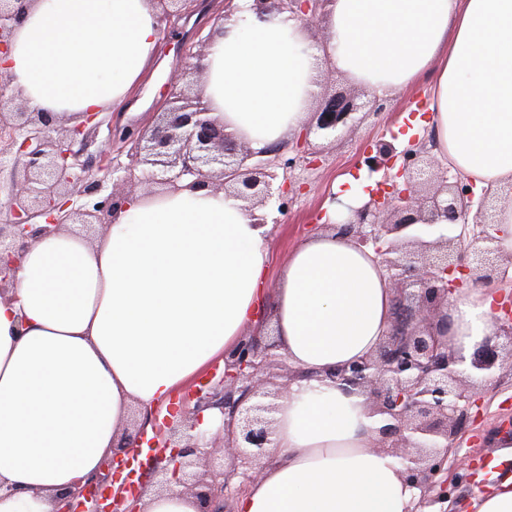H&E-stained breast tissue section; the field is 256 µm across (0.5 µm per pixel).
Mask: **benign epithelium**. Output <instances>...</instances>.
<instances>
[{
    "mask_svg": "<svg viewBox=\"0 0 512 512\" xmlns=\"http://www.w3.org/2000/svg\"><path fill=\"white\" fill-rule=\"evenodd\" d=\"M36 0H0V59L8 54L13 34ZM187 0H154L159 23L187 17ZM254 9L271 8L301 16L319 29L328 0H253ZM355 94L324 93L296 140L297 154L284 158L276 148L255 151L224 131L210 115L202 96H190L179 76L170 77L159 123L151 130H109V138L127 147V162L98 155L97 164L83 160V147L101 125L99 113L78 117L31 112L14 105V95L0 74V173L10 170L3 205L10 223L0 226V290L9 287L23 255L44 235L79 218L84 224H109L140 183L136 170L148 167L155 184L177 189L224 190L250 210L270 205L282 213L288 195L303 190L288 173L318 165L310 138L330 143L357 127L363 110ZM397 136L381 139L363 154L368 174L383 173L386 189L369 192V200L351 209L352 217L326 222L337 233L372 249L395 299L394 321L374 353L336 369L330 377L360 389L369 414L380 417L374 447L390 449L403 466L407 483L420 489L426 506L448 502V455L468 411L480 408L481 392L471 373L459 368L447 308L449 299L470 283L504 282L512 256L497 245L499 210L512 200L443 168L428 152L409 145L400 150ZM82 148L75 150L73 145ZM122 185L119 196L107 191V180ZM474 222H469V217ZM447 223H442V220ZM512 346V311L494 317L491 335L473 355L471 366L490 382L500 367L502 340ZM277 344L245 336L224 356L221 373H211L192 400L181 401L179 414L169 415L148 439V448L170 449L162 473L196 502L198 512H221L224 466L216 465L207 435L197 431L201 414L217 409L222 423V458L255 480L253 463L273 443L276 400L288 390L277 383L274 369L283 366ZM128 464L125 451H112L103 472L76 491L60 493L58 512H138L128 506L136 490L112 501L98 497L95 485Z\"/></svg>",
    "mask_w": 512,
    "mask_h": 512,
    "instance_id": "obj_1",
    "label": "benign epithelium"
}]
</instances>
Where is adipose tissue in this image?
I'll return each mask as SVG.
<instances>
[{
  "mask_svg": "<svg viewBox=\"0 0 512 512\" xmlns=\"http://www.w3.org/2000/svg\"><path fill=\"white\" fill-rule=\"evenodd\" d=\"M201 61V94L227 133L260 150L300 132L326 67L375 95L433 78L435 138L477 187L512 183V0H331L321 42L302 21L234 0ZM151 0H36L0 60L35 112L119 109L155 58ZM266 225L209 189L133 196L88 243L30 248L0 294V512H56L111 457L131 406L174 394L272 321L297 371L273 443L236 512H419L402 465L336 367L378 346L394 296L372 251L303 240L266 292ZM496 291L451 300L464 357L493 330Z\"/></svg>",
  "mask_w": 512,
  "mask_h": 512,
  "instance_id": "1",
  "label": "adipose tissue"
}]
</instances>
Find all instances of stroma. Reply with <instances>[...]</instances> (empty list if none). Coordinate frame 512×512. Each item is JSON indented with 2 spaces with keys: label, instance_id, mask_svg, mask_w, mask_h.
<instances>
[{
  "label": "stroma",
  "instance_id": "35a3bbf8",
  "mask_svg": "<svg viewBox=\"0 0 512 512\" xmlns=\"http://www.w3.org/2000/svg\"><path fill=\"white\" fill-rule=\"evenodd\" d=\"M214 24L215 15L209 11L192 15L161 31L154 64L130 95L125 109L104 114L103 126L92 135L91 151L120 150V143L109 140V126L148 128L154 125L164 84L176 69L184 68L185 49L192 43L196 29L208 30ZM429 86V81L425 80L383 97V112L369 116L352 133L326 148L319 168L295 169L294 180L305 183L306 188L289 203L279 223L269 228L270 260L265 272L268 288H277L297 244L320 232L315 214L332 200L334 183L345 174L358 173L357 161L368 142L378 139L388 126L408 122L410 113L428 107ZM482 396L479 415L468 418L462 426L456 443L458 453L470 457L480 466L494 465L499 474L512 475V461L499 459L502 435L498 431L501 422L512 419V365L505 363L497 369L494 383L483 391Z\"/></svg>",
  "mask_w": 512,
  "mask_h": 512
}]
</instances>
